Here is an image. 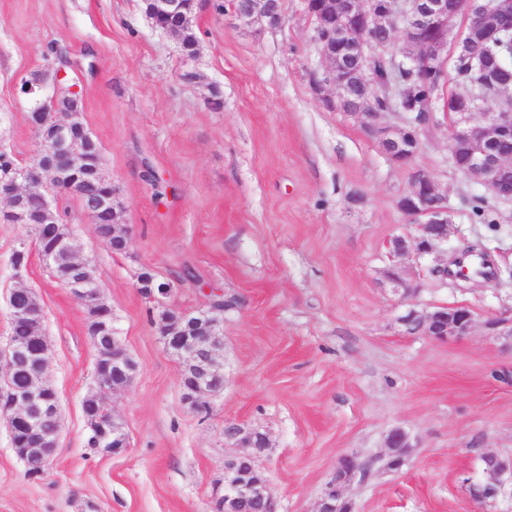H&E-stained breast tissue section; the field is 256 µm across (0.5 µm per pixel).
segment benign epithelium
Returning <instances> with one entry per match:
<instances>
[{
  "instance_id": "obj_1",
  "label": "benign epithelium",
  "mask_w": 512,
  "mask_h": 512,
  "mask_svg": "<svg viewBox=\"0 0 512 512\" xmlns=\"http://www.w3.org/2000/svg\"><path fill=\"white\" fill-rule=\"evenodd\" d=\"M149 15L154 24L162 20L184 22L190 10L199 14L211 9L212 0H148ZM238 18H255L277 29L285 25L282 0H246L234 11ZM512 15V0H461L460 9L448 13V0H322L318 13L306 12L313 24V32L329 23L332 25V41L322 46L319 37H312L319 54L328 62L326 79L314 81L321 89L329 86L333 96L326 103L333 109L345 106L347 91L336 83V70L342 64V53L353 55L360 66L371 69L372 62L391 56L398 58L402 49L394 48L395 36L403 32L404 46L413 48L405 62L425 71L436 65L448 67V62L465 49L464 35L476 24H488L496 16ZM66 77L63 70L56 71L53 87L34 85L23 81L25 92L30 96L32 112H49L52 115V133L43 140L48 153L62 155L68 161L66 169L22 165L0 176V200L7 207L0 210V218L6 221L13 217H26L31 193L28 186L49 176L62 192H73L79 175V154L74 148L73 132L84 129L79 119L81 95L69 98L73 107L59 106L58 90ZM430 100L422 102L423 111L401 110V123L387 125L380 121V113L356 110L363 120V127L376 141L383 153L397 165L411 170L407 195L423 199L426 195L444 197L438 185L426 173L411 169L412 161L420 146V132L434 118L429 108ZM452 119L453 143L463 144L469 151L470 173L477 176L487 193L498 200H511L512 188L503 180L502 174L512 170V154L497 157L491 145L512 138V110L476 112L462 108L448 112ZM399 209L415 222V233L396 235L391 238L389 248L395 256H412L424 259L435 255L448 242L451 225L448 224V209H425L420 205L411 208L399 205ZM85 262L72 261L73 274L65 283L70 293L81 300L89 311V322H94L99 313L97 304L102 297L99 284L87 278L82 271ZM385 278L395 286V291L407 297L411 286L404 278L403 269L394 264L385 273ZM140 291L147 297L162 302L171 292L170 285L157 284L145 275L138 281ZM237 307L233 302L220 308L213 306L193 314L170 309L163 321L162 333L166 347L187 362L186 371L180 374L185 397L200 409L205 399L224 388V375L215 366L216 352L223 348V336L219 320L224 311ZM10 317L37 324L43 320V310L35 306L10 305ZM400 322L408 329L437 341L461 338L473 327L471 311L461 305L437 307L421 313L408 309ZM48 344L36 348L25 344L8 342L0 349V375L9 380L10 373L22 366L34 367L27 390L9 394L6 402L0 403V420L10 431L21 429L25 433L22 446L15 448L17 456L30 460L29 476L43 475L53 463L57 447L60 416L57 396L52 386L44 380L47 366ZM100 376L96 378V391L103 398L107 394L123 390L134 381L139 366L121 346L104 350L99 356ZM90 433L94 436L97 450L113 454L127 447V435L121 428L112 426L110 419L94 417L89 420ZM224 437L234 451L224 464V494L216 501L217 512H276V504L267 482L263 480L260 459L269 448L265 433L258 429L244 430L238 423L224 424ZM409 437L402 428H393L386 436V448H408ZM485 461L488 473L501 492L505 484H512V461L487 453ZM345 483H332L323 491L316 512H341L346 505L343 496Z\"/></svg>"
}]
</instances>
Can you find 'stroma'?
I'll return each mask as SVG.
<instances>
[{
  "mask_svg": "<svg viewBox=\"0 0 512 512\" xmlns=\"http://www.w3.org/2000/svg\"><path fill=\"white\" fill-rule=\"evenodd\" d=\"M283 8L279 29L201 14L190 56L152 26L143 0H0V144L22 163L36 153L21 83L64 68L123 208L127 250L112 252L75 196H59L58 211L139 365L110 401L128 445L100 454L82 410L96 388L88 311L33 253L27 226L0 223V346L10 291L33 289L61 408L53 465L36 479L0 421V512H215L228 421L268 434L260 468L278 512H315L344 455L367 467L345 489L352 512H512L511 488L491 503L473 496L482 455L512 457V345L488 326L512 314V203L491 201L492 224L462 209L484 189L452 166L451 122L437 112L412 169L447 195L454 231L436 256L396 259L390 239L415 230L397 206L411 169L381 151L360 116L325 106L311 74L326 64L303 2ZM148 166L176 197L154 198ZM467 242L500 278L433 274ZM22 246L32 254L17 279L9 258ZM395 263L413 288L407 305L384 275ZM186 266L198 280L175 283L168 307L207 308L212 286L239 300L223 317L224 390L205 412L185 400L181 360L138 288L142 272L166 281ZM410 305L465 306L474 328L447 342L408 333ZM395 427L412 446L392 471L385 438Z\"/></svg>",
  "mask_w": 512,
  "mask_h": 512,
  "instance_id": "obj_1",
  "label": "stroma"
}]
</instances>
